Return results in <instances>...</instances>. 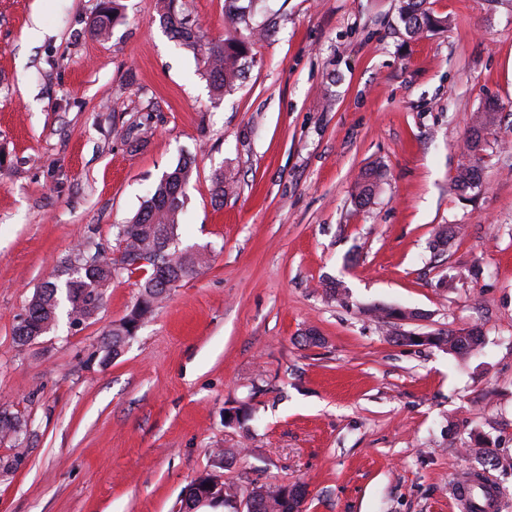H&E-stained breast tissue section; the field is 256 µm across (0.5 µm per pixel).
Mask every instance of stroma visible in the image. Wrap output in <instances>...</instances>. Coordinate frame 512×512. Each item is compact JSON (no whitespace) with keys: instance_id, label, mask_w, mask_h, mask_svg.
<instances>
[{"instance_id":"1","label":"stroma","mask_w":512,"mask_h":512,"mask_svg":"<svg viewBox=\"0 0 512 512\" xmlns=\"http://www.w3.org/2000/svg\"><path fill=\"white\" fill-rule=\"evenodd\" d=\"M119 2L103 40L97 0H0V408L30 426L0 512H180L207 475L240 504L301 483L303 512H459L454 482L487 447L512 512V0H430L448 24L416 40L398 0H264L268 34L220 96L161 0ZM183 2L203 40L230 31L228 0ZM490 100L463 193L452 178ZM185 155L178 245L207 265L109 363L101 334L135 305L134 275L96 320L19 344L33 294L65 282L75 248L111 252ZM372 165L385 176L364 208L353 181ZM445 224L465 233L434 249ZM398 307L419 316L371 315ZM472 328L476 357L395 339ZM240 409L244 427L227 421ZM476 118H472L471 135L466 140L470 155L466 156V162L457 168V174L453 179L454 186L460 190L473 189L479 186V173L476 165L479 158L475 157L474 149L482 150L481 132L496 125L498 112L493 104L486 105L483 110L476 113Z\"/></svg>"}]
</instances>
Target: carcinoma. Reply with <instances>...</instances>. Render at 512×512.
Instances as JSON below:
<instances>
[{
	"label": "carcinoma",
	"mask_w": 512,
	"mask_h": 512,
	"mask_svg": "<svg viewBox=\"0 0 512 512\" xmlns=\"http://www.w3.org/2000/svg\"><path fill=\"white\" fill-rule=\"evenodd\" d=\"M162 20L171 35L202 54L205 76L216 93L231 90L242 73L246 60L252 56L255 36L264 29L252 25L254 0L242 6L231 17L232 23L243 26L247 34L232 38L203 42L198 37L199 25L177 0H162ZM399 18L409 37H417L447 24L429 7V0H400ZM118 17L116 0H99L98 13L90 24V33L106 38ZM498 112L488 104L476 113L472 121L471 135L467 139L469 156L457 168L453 179L460 190L479 186L477 157L474 150L481 149V132L496 125ZM193 161L184 157L166 171L149 198L141 205L134 218L116 227L118 255L111 258L96 253L91 257L78 252L67 261L68 278L64 285L51 283L40 289L29 302L21 319L16 336L25 345L55 328L61 310L71 324L81 325L93 321L102 307L103 291L112 285L120 274H140V293L136 305L120 322L103 331L100 351L101 360L116 358L127 337L134 335L133 328L152 313L167 293L179 283L193 278L206 264L207 257L200 251L178 249L174 242L179 237L184 213V189L193 177ZM384 176L376 167L362 172L356 182L355 197L362 205H368ZM214 195L220 199L234 188L233 174L220 171L214 175ZM432 345L445 348L451 354L467 357L479 351L483 338L474 331L441 332ZM19 422L22 417L3 408L0 410V436L22 441L26 432L6 431L10 421ZM490 490L477 483L470 488L466 512H485ZM251 497L258 503V512H293V506L284 498L283 487L265 485L255 488Z\"/></svg>",
	"instance_id": "cac0c4a2"
}]
</instances>
